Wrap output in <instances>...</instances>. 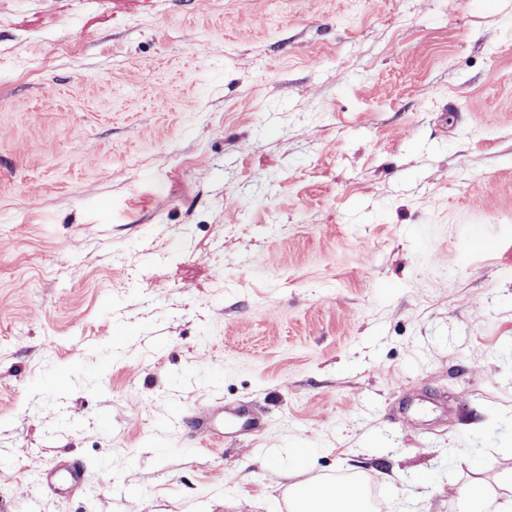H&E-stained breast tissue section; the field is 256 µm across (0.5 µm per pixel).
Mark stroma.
<instances>
[{"label":"stroma","mask_w":512,"mask_h":512,"mask_svg":"<svg viewBox=\"0 0 512 512\" xmlns=\"http://www.w3.org/2000/svg\"><path fill=\"white\" fill-rule=\"evenodd\" d=\"M510 469L512 0H0L5 512ZM224 413L229 419L242 422L243 426L248 427L245 432L256 433L259 430V424L254 413L245 403L239 402L232 406L225 405ZM84 473V465L78 460H61L56 470L46 475L45 481L52 490L70 494L83 485Z\"/></svg>","instance_id":"obj_1"}]
</instances>
